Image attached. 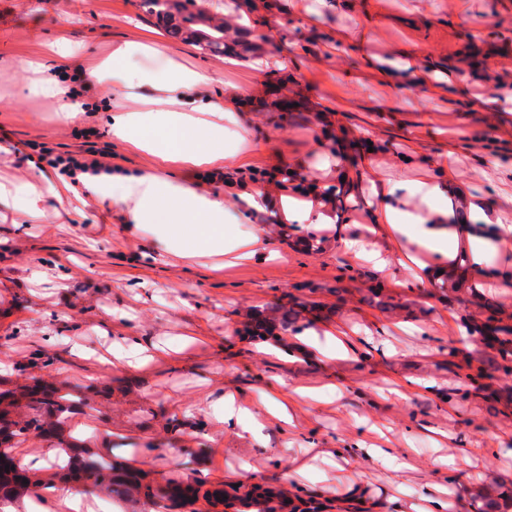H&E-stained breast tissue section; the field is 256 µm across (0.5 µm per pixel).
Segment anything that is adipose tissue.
Here are the masks:
<instances>
[{
	"label": "adipose tissue",
	"instance_id": "1",
	"mask_svg": "<svg viewBox=\"0 0 512 512\" xmlns=\"http://www.w3.org/2000/svg\"><path fill=\"white\" fill-rule=\"evenodd\" d=\"M149 53L159 57L156 69L140 65L141 57ZM374 66L393 89L407 80L435 93L445 82L444 77L425 71L415 58L401 63L378 55ZM85 75L89 82L126 90L128 104H116L111 115L112 137L157 158L161 170L134 172L117 165L55 183L41 176L18 181L0 175V199L12 198L24 220L32 223L41 217L46 197H91L121 211L126 223L151 225L168 242L158 257L162 263L220 254L232 255L240 264L250 262L263 244L265 230L257 228L246 239L225 236V225L234 223L239 212L270 211L281 224L333 226L332 213L318 194L274 196L259 184L229 178L224 181V192L213 193L176 177V169L182 167L205 165L219 170L247 164L252 147L241 122L243 95L239 90H225L223 99L198 104L197 92L214 83V76L183 66L162 53L157 44L140 41L114 44L111 54L86 63ZM375 194L374 222L380 230L403 237L406 246L436 255L426 278L440 272L455 274L456 256L462 252L479 279L502 285L512 282V275L491 261L512 243L507 238L512 232V214L502 212L495 220L479 224L475 218L481 210L472 204L467 209L469 224H461L458 212L443 204V189L437 183L390 180ZM411 195L429 203L428 215L407 211L406 199ZM412 224L419 228L414 236L408 233Z\"/></svg>",
	"mask_w": 512,
	"mask_h": 512
}]
</instances>
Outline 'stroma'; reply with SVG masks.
Masks as SVG:
<instances>
[{
    "instance_id": "stroma-1",
    "label": "stroma",
    "mask_w": 512,
    "mask_h": 512,
    "mask_svg": "<svg viewBox=\"0 0 512 512\" xmlns=\"http://www.w3.org/2000/svg\"><path fill=\"white\" fill-rule=\"evenodd\" d=\"M262 0L250 15L248 39L269 62L264 80L248 64H225L194 44L170 37L140 0H0V171L21 179L55 180L42 148L152 171L156 158L114 141L106 124L111 88L84 86L86 60L124 41H156L179 62L242 91L245 127L258 150L238 180L304 160L293 192L315 186L328 194L336 228L276 224L270 215L238 217L236 237L264 225L263 251L247 265L159 264L165 243L135 229L97 201L74 207L47 200L33 224L13 203L0 202V389L38 379L61 391L80 389L63 426L120 471L141 483L193 477L207 485L277 491L301 512H407L440 484V456L453 455L456 489L475 497L498 483L512 492V386L491 381L476 394L472 368L500 363L477 327L496 304L499 326L512 329V287L474 288L471 275L452 281L418 278L398 245L347 220L370 221L373 184L437 178L439 155L452 152L449 200L479 199L495 219L512 209V0H366L356 10L320 8L318 0ZM321 9L308 29L303 9ZM353 33L338 43L339 32ZM419 57L424 69L452 77L444 93L426 98L412 86L389 91L371 66L374 55ZM63 80L89 104L72 118L58 102L29 91L38 78ZM298 109H279L278 100ZM371 150L336 166L346 145ZM418 157L406 168L402 157ZM361 234L381 252L368 265L338 240V226ZM49 279H32V269ZM64 276L65 288L50 284ZM383 285L393 306L382 309L369 290ZM318 303L326 319L297 322L307 353L298 360L264 353L246 336L249 323L277 318L284 295ZM370 333L357 355L335 357L324 324ZM136 336L156 346L149 367L112 370L97 355ZM193 338L182 351L185 338ZM49 353L50 366L37 363ZM433 380V389L422 380ZM310 386L318 400L292 405L293 422L270 413L277 389ZM234 392L259 415L261 427L239 436L213 424L205 405ZM381 426L393 452L364 459L351 451L360 432ZM319 452L311 469L289 474L303 449ZM365 475L348 491L349 474Z\"/></svg>"
}]
</instances>
